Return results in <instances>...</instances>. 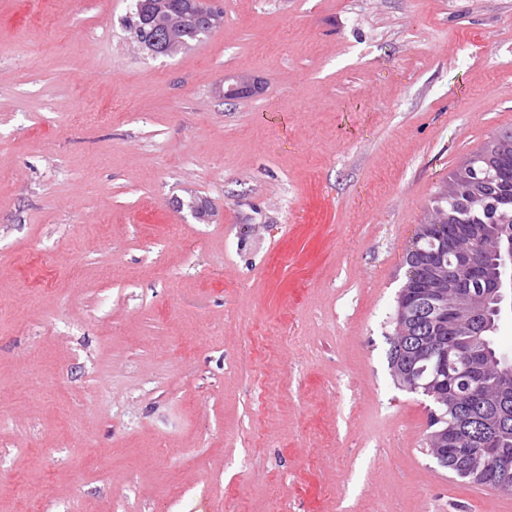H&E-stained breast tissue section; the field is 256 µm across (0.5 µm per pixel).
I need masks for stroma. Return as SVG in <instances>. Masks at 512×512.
<instances>
[{"label":"stroma","instance_id":"stroma-1","mask_svg":"<svg viewBox=\"0 0 512 512\" xmlns=\"http://www.w3.org/2000/svg\"><path fill=\"white\" fill-rule=\"evenodd\" d=\"M212 2L164 56L134 0H0V512H503L387 352L512 0ZM261 89L258 79L247 73H237L224 77V99L237 100L251 97ZM405 263L407 266L406 280L397 296L396 307L399 304L400 297H402L401 292L403 289L411 291L413 288L426 286L429 283V269L423 254L419 252L414 253L409 248L406 253Z\"/></svg>","mask_w":512,"mask_h":512}]
</instances>
